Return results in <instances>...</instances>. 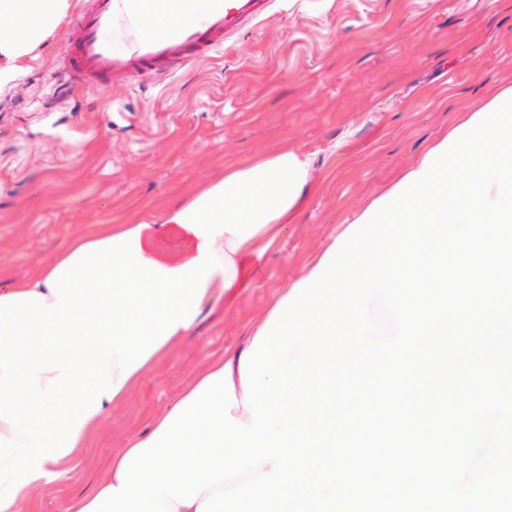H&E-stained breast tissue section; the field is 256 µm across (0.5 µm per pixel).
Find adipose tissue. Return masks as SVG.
I'll use <instances>...</instances> for the list:
<instances>
[{"mask_svg": "<svg viewBox=\"0 0 512 512\" xmlns=\"http://www.w3.org/2000/svg\"><path fill=\"white\" fill-rule=\"evenodd\" d=\"M69 0H0V90L63 23ZM312 190L297 150L225 167L158 219L90 224L22 280L0 278V512H36L33 490L69 479L113 408L216 308L260 286L264 259ZM112 452L98 490L118 485Z\"/></svg>", "mask_w": 512, "mask_h": 512, "instance_id": "obj_1", "label": "adipose tissue"}]
</instances>
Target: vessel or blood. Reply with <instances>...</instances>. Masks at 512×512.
<instances>
[{
	"label": "vessel or blood",
	"mask_w": 512,
	"mask_h": 512,
	"mask_svg": "<svg viewBox=\"0 0 512 512\" xmlns=\"http://www.w3.org/2000/svg\"><path fill=\"white\" fill-rule=\"evenodd\" d=\"M271 0H209L203 19L184 24L173 0H83L69 21V46L59 70L73 88L136 82L207 59L228 38L268 19ZM124 51H115L111 37Z\"/></svg>",
	"instance_id": "obj_1"
}]
</instances>
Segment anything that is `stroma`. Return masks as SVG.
I'll return each instance as SVG.
<instances>
[{
    "label": "stroma",
    "mask_w": 512,
    "mask_h": 512,
    "mask_svg": "<svg viewBox=\"0 0 512 512\" xmlns=\"http://www.w3.org/2000/svg\"><path fill=\"white\" fill-rule=\"evenodd\" d=\"M60 27L0 92V272L30 276L87 224H134L279 144L314 186L259 288L215 311L105 422L40 512L90 492L109 451L237 346L367 200L458 118L512 86V0H282L214 58L145 82L62 96Z\"/></svg>",
    "instance_id": "35a3bbf8"
}]
</instances>
